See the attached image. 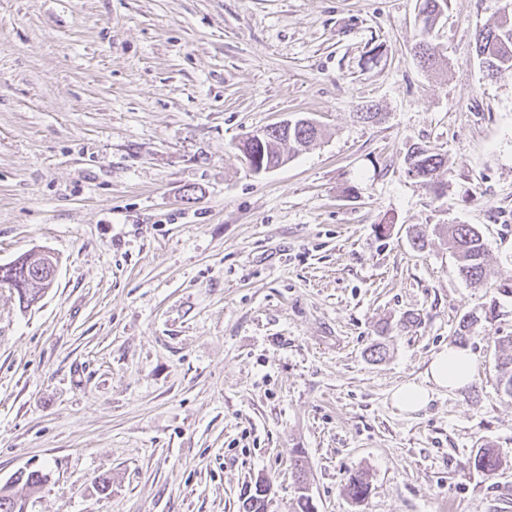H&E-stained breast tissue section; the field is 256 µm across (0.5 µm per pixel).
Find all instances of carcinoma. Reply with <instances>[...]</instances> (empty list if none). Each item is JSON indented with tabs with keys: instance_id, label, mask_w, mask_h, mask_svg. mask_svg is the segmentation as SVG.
<instances>
[{
	"instance_id": "cac0c4a2",
	"label": "carcinoma",
	"mask_w": 512,
	"mask_h": 512,
	"mask_svg": "<svg viewBox=\"0 0 512 512\" xmlns=\"http://www.w3.org/2000/svg\"><path fill=\"white\" fill-rule=\"evenodd\" d=\"M447 0H422L420 14L421 28L427 32L432 29L437 17L443 11ZM474 51L479 68L485 78L494 80L512 75V19L499 20L492 26L480 29L475 35ZM319 130L303 122H296L288 128V133L272 131L262 142L244 139L238 149L243 156L260 155L262 164L269 169L284 165L292 156L308 147L317 138ZM408 176L439 189L440 171L444 167V158L424 145L414 144L404 156ZM437 232L448 238V246L456 261L458 274L474 288H483L492 279V271L485 261V249L479 230L471 224H450L437 228ZM37 269L0 266V285L15 289L21 303L31 304L44 284L37 281ZM499 383L504 392L512 395V357L496 365ZM475 468L488 475L496 473L502 460L496 449L485 447L474 457ZM47 481V475L39 470L19 471L10 483L0 486V512H26V501L18 497L13 489L23 484L29 493H37ZM270 482L259 478L254 485L248 486L242 493L243 512H267ZM369 483L363 475L354 474L348 478L346 494L355 503L365 499Z\"/></svg>"
}]
</instances>
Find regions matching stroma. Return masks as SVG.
Instances as JSON below:
<instances>
[{
  "instance_id": "stroma-1",
  "label": "stroma",
  "mask_w": 512,
  "mask_h": 512,
  "mask_svg": "<svg viewBox=\"0 0 512 512\" xmlns=\"http://www.w3.org/2000/svg\"><path fill=\"white\" fill-rule=\"evenodd\" d=\"M420 2L0 0V265L58 260L33 305L0 287V485L47 475L27 512H242L260 477L291 512L298 450L317 512H512V76L474 53L500 3L448 0L424 68ZM300 116L317 140L251 171L239 141ZM438 224L481 231L493 287ZM458 344L469 386L399 413ZM404 164L409 177L416 178L438 191L441 185L440 171L445 164L440 154L434 153L427 146L414 144L408 148ZM431 398V388L421 384L401 385L392 394L393 404L405 414H414L425 409Z\"/></svg>"
}]
</instances>
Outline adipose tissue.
<instances>
[{"label":"adipose tissue","mask_w":512,"mask_h":512,"mask_svg":"<svg viewBox=\"0 0 512 512\" xmlns=\"http://www.w3.org/2000/svg\"><path fill=\"white\" fill-rule=\"evenodd\" d=\"M426 379V384H407L394 390L392 401L402 413L414 414L425 409L432 388L459 390L471 382L472 366L465 349L451 346L438 352L429 365Z\"/></svg>","instance_id":"adipose-tissue-1"}]
</instances>
